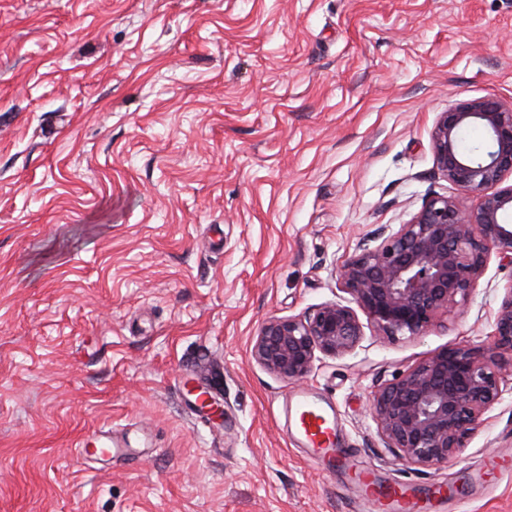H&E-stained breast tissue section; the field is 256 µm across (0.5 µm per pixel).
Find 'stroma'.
<instances>
[{
  "instance_id": "obj_1",
  "label": "stroma",
  "mask_w": 512,
  "mask_h": 512,
  "mask_svg": "<svg viewBox=\"0 0 512 512\" xmlns=\"http://www.w3.org/2000/svg\"><path fill=\"white\" fill-rule=\"evenodd\" d=\"M488 95L512 104V0H0V512H369L291 439L300 390L385 484L512 512L511 390L439 466L370 413L433 354L492 345L512 261L303 381L250 353L268 317L350 304L360 237L434 193L476 204L431 133ZM107 431L135 458L84 454Z\"/></svg>"
}]
</instances>
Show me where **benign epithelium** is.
<instances>
[{
  "label": "benign epithelium",
  "instance_id": "benign-epithelium-1",
  "mask_svg": "<svg viewBox=\"0 0 512 512\" xmlns=\"http://www.w3.org/2000/svg\"><path fill=\"white\" fill-rule=\"evenodd\" d=\"M478 126L476 153L461 138ZM437 170L459 190L477 194L460 207L444 195L426 198L405 224L382 225L362 237L339 278L356 307L326 302L302 314L269 317L251 347L270 373L300 381L318 354L344 356L358 346L364 324L385 336H419L435 319L459 309L483 274L491 250L512 260V106L493 97L458 103L439 113L431 134ZM488 348L439 351L372 397L378 434L407 464L448 462L504 391V355L512 356V287L494 317Z\"/></svg>",
  "mask_w": 512,
  "mask_h": 512
}]
</instances>
